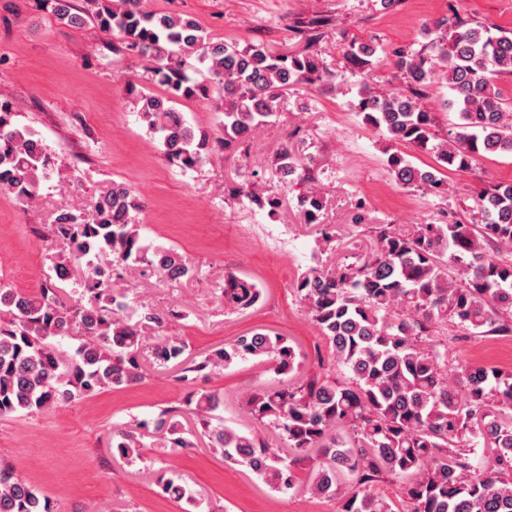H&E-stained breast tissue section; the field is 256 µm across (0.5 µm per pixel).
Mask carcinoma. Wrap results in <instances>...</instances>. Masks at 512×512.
I'll return each instance as SVG.
<instances>
[{"instance_id": "1", "label": "carcinoma", "mask_w": 512, "mask_h": 512, "mask_svg": "<svg viewBox=\"0 0 512 512\" xmlns=\"http://www.w3.org/2000/svg\"><path fill=\"white\" fill-rule=\"evenodd\" d=\"M41 8L73 27L93 25L120 37L122 48L151 62L150 81L167 88L165 96L144 95L140 109L149 130L160 136L167 158L184 168L203 163L215 150L247 139L270 123L282 98L298 87L325 86L332 74L319 54L308 49L279 54L262 43L245 48L215 41L181 14L144 9L143 0H40ZM435 35L423 50L391 52L392 79L405 91H376L361 83L355 109L363 122L387 133L399 145L435 156L437 165L421 169L398 150L387 157L388 171L401 188L439 192L441 174L466 171L486 155H512V113L504 110L496 84L512 74V32L491 33L447 16L426 26ZM375 51L350 46L349 69L364 77L375 68ZM208 77H193L192 61ZM441 72L453 98L445 106L458 122L444 137L435 114L424 103L426 90ZM213 99L224 113V137L195 132L173 107L177 99ZM300 163L286 147L272 167L279 184ZM55 167L38 133L13 121L0 104V191L27 202ZM304 223H319L322 195L316 189L298 198ZM479 224H416L407 232L378 227L371 250L356 262L309 268L296 293L328 341L336 366L350 372L340 381L312 376L297 380L296 353L288 338L254 333L239 336L202 357H185V341L159 336L151 345L153 363L181 365L180 379L262 358L281 376L272 387L246 395L249 414L271 428L272 445L219 421L211 424L223 400L214 393L190 394L188 409L161 412L112 435V456L139 454L146 437L172 448H191L193 433L183 413L201 421L209 447L224 462L248 468L274 490L301 484L328 498L343 491L341 512H512V373L466 365L448 375L447 351L432 340V325L449 320L489 334L511 333L512 183L481 191L476 199ZM141 204L124 184L99 196L95 219L65 205L55 220L57 241L74 258L86 259L90 291L100 304H67L56 283L36 295L0 286V417L68 404L107 388L127 386L142 376L143 330L181 311L147 312L135 324L123 319L125 303L109 293L112 272L97 268L92 254L109 250L113 266H151L169 280L188 278L193 269L172 249L142 243L134 213ZM262 292L235 275L224 279V299L239 310L255 306ZM77 335L74 354L65 357L53 339ZM486 458L475 464L476 449ZM309 463L306 478L297 469ZM393 476L395 498H380L372 487ZM165 494L196 503L183 485L167 480ZM0 512H52L49 501L0 463Z\"/></svg>"}]
</instances>
